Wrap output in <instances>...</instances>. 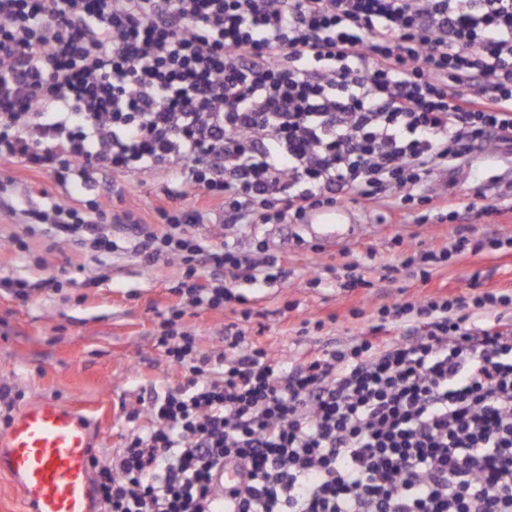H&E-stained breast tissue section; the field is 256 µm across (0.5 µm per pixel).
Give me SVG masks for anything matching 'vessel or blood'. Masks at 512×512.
Masks as SVG:
<instances>
[{"label": "vessel or blood", "mask_w": 512, "mask_h": 512, "mask_svg": "<svg viewBox=\"0 0 512 512\" xmlns=\"http://www.w3.org/2000/svg\"><path fill=\"white\" fill-rule=\"evenodd\" d=\"M89 425L79 410L52 400L11 423L0 443V474L21 489L30 512H98Z\"/></svg>", "instance_id": "1"}]
</instances>
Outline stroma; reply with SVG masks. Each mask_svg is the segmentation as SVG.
<instances>
[{
    "mask_svg": "<svg viewBox=\"0 0 512 512\" xmlns=\"http://www.w3.org/2000/svg\"><path fill=\"white\" fill-rule=\"evenodd\" d=\"M496 172L493 162L483 160L439 179L461 211L460 220L452 223L434 218L417 222L422 209L415 206L405 221L390 224L386 208L359 204L352 224H254L231 231L222 229L216 218L195 225L193 231L213 243H236L258 260L276 256L287 268L283 286L255 288L242 283L237 291L248 297L253 312L250 335L263 338L271 357L289 359L348 341L353 334L351 307L369 315L396 295V284L382 281L381 274L401 254L453 243L460 231L512 238V211L491 223L476 216L485 203L481 185ZM130 181L132 188L124 196L113 194L111 182L103 180L84 198L115 214L127 209L147 213L167 203L166 172L138 173ZM0 188L16 207L12 214L0 210V278L20 276L35 282L54 277L60 282L57 290L35 292L25 305L0 294V386L11 390L10 402L0 401V410L10 409L17 417L44 399L80 404L93 421L95 455L108 460L132 429L124 410L137 407L150 389L161 390L180 379L154 336L163 313L177 301L170 287L181 280L184 268L173 261L155 271L125 252L98 259L76 245L54 244L47 232L27 234L20 209L31 200L49 203L63 198L52 174L34 175L0 159ZM13 235L23 238L24 253L8 248ZM352 259L376 282L353 296L341 288L338 269ZM315 274L321 276V284H310ZM97 276L102 283L96 288L70 284L74 278L82 282ZM474 277L486 289L512 288V249L455 258L421 292L457 293ZM332 313L337 316L333 322L328 319ZM235 319L231 310L198 306L187 308L180 324L196 332L205 350L215 351L224 343L225 325ZM309 319L324 320V328L301 333L303 321Z\"/></svg>",
    "mask_w": 512,
    "mask_h": 512,
    "instance_id": "stroma-1",
    "label": "stroma"
}]
</instances>
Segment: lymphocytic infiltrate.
I'll list each match as a JSON object with an SVG mask.
<instances>
[{
	"label": "lymphocytic infiltrate",
	"mask_w": 512,
	"mask_h": 512,
	"mask_svg": "<svg viewBox=\"0 0 512 512\" xmlns=\"http://www.w3.org/2000/svg\"><path fill=\"white\" fill-rule=\"evenodd\" d=\"M512 149V0H0V158L93 191L101 176L171 170L220 201L225 225L298 224L343 203L439 199L437 177ZM29 230L143 264L179 261L187 303L223 309L232 282L281 286L191 232L200 210L153 220L69 203L24 209ZM458 235L403 257L421 281ZM157 340L184 373L127 411L134 430L95 464L105 512H208L224 463L236 512H512V293L395 297L350 343L272 359L231 324L218 351ZM398 328L386 337L388 327Z\"/></svg>",
	"instance_id": "1"
}]
</instances>
